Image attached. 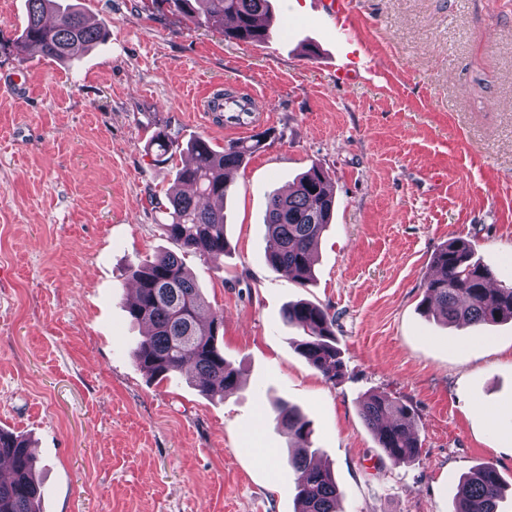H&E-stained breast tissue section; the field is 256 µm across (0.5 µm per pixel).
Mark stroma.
Here are the masks:
<instances>
[{
	"label": "stroma",
	"instance_id": "obj_1",
	"mask_svg": "<svg viewBox=\"0 0 512 512\" xmlns=\"http://www.w3.org/2000/svg\"><path fill=\"white\" fill-rule=\"evenodd\" d=\"M74 2L104 43L0 57V429L32 441L42 512H297L282 399L310 420L341 512H454L484 462L512 512V321L447 326L421 306L454 238L512 282V0H353L345 40L321 0H272L284 31L259 44L148 0ZM224 93L253 100L246 132L200 111ZM161 129L217 149L266 136L232 175L224 255L183 258L224 313L241 385L222 397L132 356L129 268L172 249L158 204L190 159L148 151ZM314 165L335 210L302 286L267 264L264 216ZM297 300L335 316L342 377L292 344ZM370 393L412 407L417 460L385 456L360 416Z\"/></svg>",
	"mask_w": 512,
	"mask_h": 512
}]
</instances>
